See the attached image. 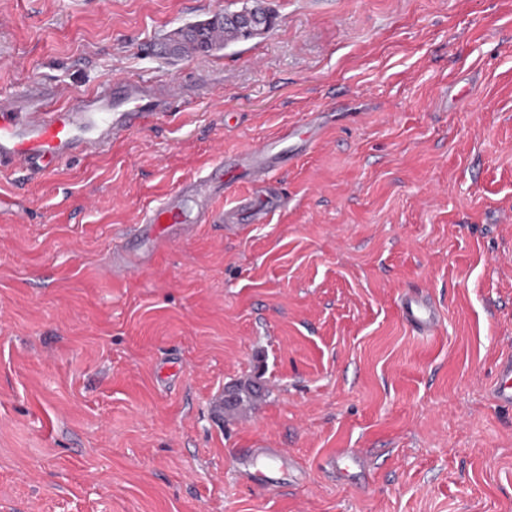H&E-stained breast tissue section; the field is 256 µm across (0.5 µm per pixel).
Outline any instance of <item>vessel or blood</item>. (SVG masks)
<instances>
[{"label":"vessel or blood","mask_w":512,"mask_h":512,"mask_svg":"<svg viewBox=\"0 0 512 512\" xmlns=\"http://www.w3.org/2000/svg\"><path fill=\"white\" fill-rule=\"evenodd\" d=\"M173 92L170 85L121 77L102 90L63 105L55 90L40 84L30 85L19 94H0V171L44 173L72 158L96 156L147 118L166 112ZM302 135L307 140H317L319 129L309 121L290 125L274 137L248 146L233 159L218 158L206 172L183 181L163 201L146 209L138 224L132 225L135 246L122 240L113 243L109 257L113 275L128 277L143 272L159 251L214 220H221L228 232L240 230V216L244 213L254 223L267 222L279 197L271 178L273 168L283 160L279 146ZM228 173L247 178L252 192L234 208L218 213L214 203L224 194V176ZM399 309L405 323L418 334L431 336L437 332L441 313L424 292L404 293ZM492 397L499 404L512 406V353L498 365ZM332 464L342 474L366 468L365 459L347 448L337 450Z\"/></svg>","instance_id":"1"}]
</instances>
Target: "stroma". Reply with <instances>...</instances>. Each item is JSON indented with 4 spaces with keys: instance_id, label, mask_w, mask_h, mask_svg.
I'll use <instances>...</instances> for the list:
<instances>
[{
    "instance_id": "obj_1",
    "label": "stroma",
    "mask_w": 512,
    "mask_h": 512,
    "mask_svg": "<svg viewBox=\"0 0 512 512\" xmlns=\"http://www.w3.org/2000/svg\"><path fill=\"white\" fill-rule=\"evenodd\" d=\"M252 4L0 0V92L177 91L99 157L0 173V512H512L488 394L512 346V0H262L261 35L166 51ZM313 112L269 223L202 225L113 281L144 208ZM409 288L435 335L404 323ZM259 443L300 473L247 484ZM399 309L405 323L418 334L432 336L437 332L441 313L423 291L404 293L400 298ZM331 463L340 474H348L350 469H358L360 472L366 470L365 459L358 452L347 448L336 450Z\"/></svg>"
}]
</instances>
